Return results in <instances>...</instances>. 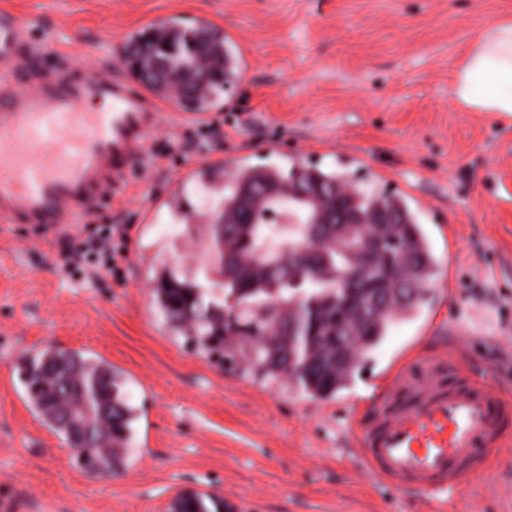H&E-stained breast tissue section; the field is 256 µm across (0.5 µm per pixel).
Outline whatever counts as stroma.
<instances>
[{
  "label": "stroma",
  "instance_id": "1",
  "mask_svg": "<svg viewBox=\"0 0 512 512\" xmlns=\"http://www.w3.org/2000/svg\"><path fill=\"white\" fill-rule=\"evenodd\" d=\"M37 16L26 69L60 74L105 66L127 77L122 45L168 18L211 21L231 37L239 75L207 123L174 127L161 112L147 149L155 162L100 211L132 225L122 279L94 284L60 271V232L0 223V512H166L190 489L234 512H428L360 469L341 426L362 380L319 400L233 372L186 343L157 309L163 269L220 293L218 265L191 256L204 224H174L154 198L184 191L183 165L307 164L347 170L363 185L402 194L437 258L457 255L453 292L432 288L418 317L392 330L369 364L387 366L429 318L421 353L451 351L463 371L512 391V117L468 112L451 98L456 64L482 28L512 16V0H0ZM61 51L44 50L45 42ZM101 355L125 378L136 409L121 474L80 471L66 443L33 414L14 368L46 344ZM499 457L476 466L447 512H512V423Z\"/></svg>",
  "mask_w": 512,
  "mask_h": 512
}]
</instances>
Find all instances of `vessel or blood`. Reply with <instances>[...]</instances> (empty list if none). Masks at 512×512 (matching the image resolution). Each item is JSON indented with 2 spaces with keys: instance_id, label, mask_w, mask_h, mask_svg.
<instances>
[{
  "instance_id": "obj_1",
  "label": "vessel or blood",
  "mask_w": 512,
  "mask_h": 512,
  "mask_svg": "<svg viewBox=\"0 0 512 512\" xmlns=\"http://www.w3.org/2000/svg\"><path fill=\"white\" fill-rule=\"evenodd\" d=\"M29 20L0 10V223L42 234L97 211L141 168L162 104L102 70L22 76ZM348 438L374 476L446 512L474 465L504 443L512 393L459 376L447 356L366 375Z\"/></svg>"
}]
</instances>
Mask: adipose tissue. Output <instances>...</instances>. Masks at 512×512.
Listing matches in <instances>:
<instances>
[{"instance_id": "obj_1", "label": "adipose tissue", "mask_w": 512, "mask_h": 512, "mask_svg": "<svg viewBox=\"0 0 512 512\" xmlns=\"http://www.w3.org/2000/svg\"><path fill=\"white\" fill-rule=\"evenodd\" d=\"M451 95L471 112L512 116V18L487 25L456 66Z\"/></svg>"}]
</instances>
